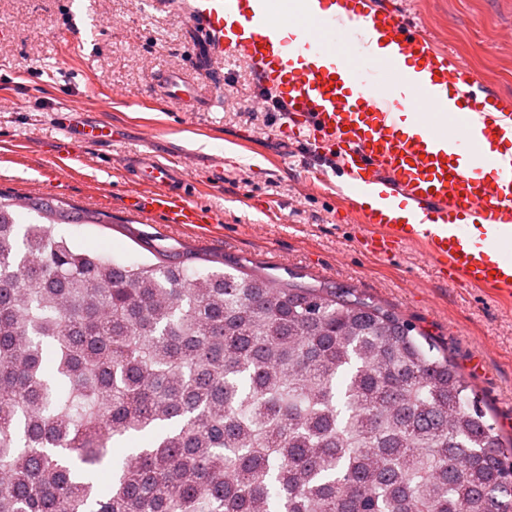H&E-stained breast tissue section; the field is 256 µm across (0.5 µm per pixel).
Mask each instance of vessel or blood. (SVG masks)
Here are the masks:
<instances>
[{"label": "vessel or blood", "instance_id": "vessel-or-blood-1", "mask_svg": "<svg viewBox=\"0 0 512 512\" xmlns=\"http://www.w3.org/2000/svg\"><path fill=\"white\" fill-rule=\"evenodd\" d=\"M339 2L342 13L323 17L314 0H171L216 87L228 59L246 63L262 98L282 106L283 133L337 156L346 176L339 192L350 202L372 199L360 236L368 252L385 257L415 246L450 278L512 298V108L405 14L366 0ZM340 32L357 56L337 49ZM377 40L394 53L376 57ZM163 83L166 97L195 105L179 74ZM63 132L71 146L50 160L51 192L70 174L76 146L112 142L103 122L77 121ZM132 165L144 187L123 195L125 212L187 227L216 223V212L196 201L186 166L149 155ZM401 207L410 222L388 218ZM478 223L492 232L475 243L470 227Z\"/></svg>", "mask_w": 512, "mask_h": 512}]
</instances>
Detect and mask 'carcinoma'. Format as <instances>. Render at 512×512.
<instances>
[{
  "label": "carcinoma",
  "instance_id": "carcinoma-1",
  "mask_svg": "<svg viewBox=\"0 0 512 512\" xmlns=\"http://www.w3.org/2000/svg\"><path fill=\"white\" fill-rule=\"evenodd\" d=\"M70 224L114 229L0 191V512H512V443L407 320L129 224L155 261L113 258Z\"/></svg>",
  "mask_w": 512,
  "mask_h": 512
}]
</instances>
